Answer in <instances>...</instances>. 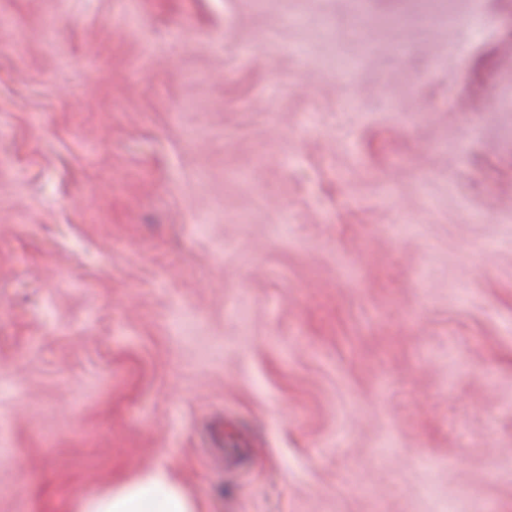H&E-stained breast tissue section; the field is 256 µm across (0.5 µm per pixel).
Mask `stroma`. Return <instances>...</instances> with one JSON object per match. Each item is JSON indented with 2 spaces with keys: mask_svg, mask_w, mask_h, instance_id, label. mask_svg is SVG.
<instances>
[{
  "mask_svg": "<svg viewBox=\"0 0 512 512\" xmlns=\"http://www.w3.org/2000/svg\"><path fill=\"white\" fill-rule=\"evenodd\" d=\"M512 512V0H0V512ZM75 512H198V505L167 467L157 466L137 479L84 497Z\"/></svg>",
  "mask_w": 512,
  "mask_h": 512,
  "instance_id": "35a3bbf8",
  "label": "stroma"
}]
</instances>
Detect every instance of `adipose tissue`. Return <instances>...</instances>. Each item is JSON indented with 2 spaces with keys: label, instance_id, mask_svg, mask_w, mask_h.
I'll return each mask as SVG.
<instances>
[{
  "label": "adipose tissue",
  "instance_id": "adipose-tissue-1",
  "mask_svg": "<svg viewBox=\"0 0 512 512\" xmlns=\"http://www.w3.org/2000/svg\"><path fill=\"white\" fill-rule=\"evenodd\" d=\"M76 512H198L196 499L158 466L134 480L84 497Z\"/></svg>",
  "mask_w": 512,
  "mask_h": 512
}]
</instances>
